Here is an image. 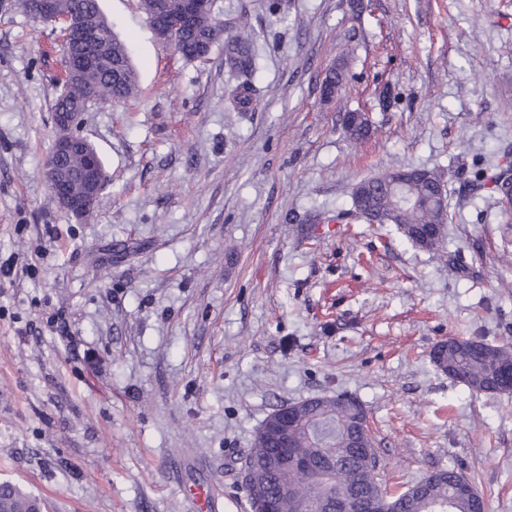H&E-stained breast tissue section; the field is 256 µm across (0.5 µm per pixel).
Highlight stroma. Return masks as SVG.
<instances>
[{"label":"stroma","mask_w":512,"mask_h":512,"mask_svg":"<svg viewBox=\"0 0 512 512\" xmlns=\"http://www.w3.org/2000/svg\"><path fill=\"white\" fill-rule=\"evenodd\" d=\"M217 3L257 51L241 112L223 43L186 63L137 0H100L140 96L80 115L107 175L80 221L40 175L59 34L0 0V483L43 512H187L198 484L249 512L264 419L347 394L388 488L455 466L512 512V392L430 360L453 335L512 343V206L490 187L512 173V0ZM418 166L447 172L432 251L348 214L356 183Z\"/></svg>","instance_id":"obj_1"}]
</instances>
